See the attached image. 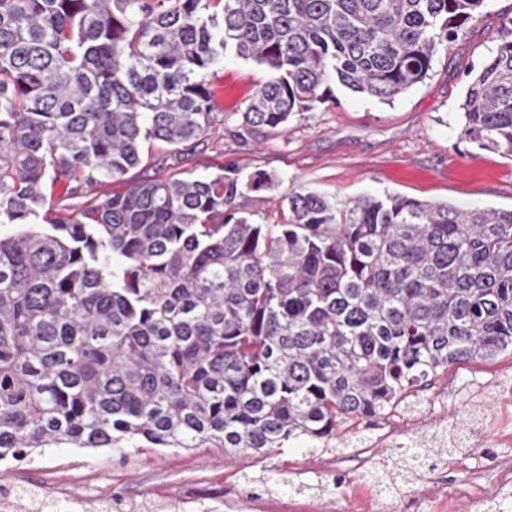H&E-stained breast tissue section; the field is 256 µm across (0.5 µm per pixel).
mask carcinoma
Instances as JSON below:
<instances>
[{
	"label": "carcinoma",
	"instance_id": "obj_1",
	"mask_svg": "<svg viewBox=\"0 0 512 512\" xmlns=\"http://www.w3.org/2000/svg\"><path fill=\"white\" fill-rule=\"evenodd\" d=\"M488 0H0V461L51 448L317 451L461 361L512 349V209L258 170L122 180L219 121L233 52L270 72L240 136L330 84L391 102ZM461 139L512 158V17ZM67 204L54 206L56 188Z\"/></svg>",
	"mask_w": 512,
	"mask_h": 512
}]
</instances>
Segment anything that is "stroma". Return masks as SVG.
<instances>
[{
    "label": "stroma",
    "instance_id": "35a3bbf8",
    "mask_svg": "<svg viewBox=\"0 0 512 512\" xmlns=\"http://www.w3.org/2000/svg\"><path fill=\"white\" fill-rule=\"evenodd\" d=\"M510 15L512 0H491L459 40L439 48L428 78L392 103L336 84L330 101L296 114L278 133L237 135L240 113L269 72L226 54L210 77L221 123L192 152L153 153L130 176L266 171L275 189L243 201L265 224L280 220L279 198L299 184L342 200L400 193L512 209V161L459 137V103ZM418 397L426 403L421 412L389 411L337 431L333 452L310 451L302 440L264 461L228 458L220 448H55L30 463H1L0 483L80 500L89 510L114 496L207 502L232 495L249 512L253 497L267 489L275 495L272 512H491L512 494V351L438 371ZM428 425L463 431L460 450L433 445L413 461L408 449Z\"/></svg>",
    "mask_w": 512,
    "mask_h": 512
}]
</instances>
